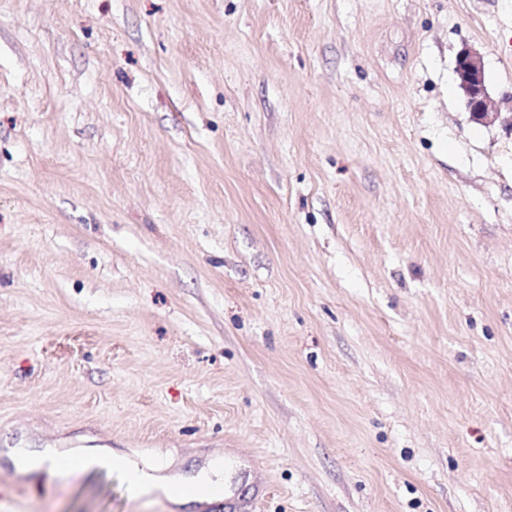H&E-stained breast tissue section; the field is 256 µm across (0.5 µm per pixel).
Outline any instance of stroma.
<instances>
[{"mask_svg":"<svg viewBox=\"0 0 512 512\" xmlns=\"http://www.w3.org/2000/svg\"><path fill=\"white\" fill-rule=\"evenodd\" d=\"M0 448L512 512V0H0ZM0 512L173 510L1 461ZM484 63L476 51L463 48L457 56L456 75L474 119L484 122L493 114L485 91Z\"/></svg>","mask_w":512,"mask_h":512,"instance_id":"stroma-1","label":"stroma"}]
</instances>
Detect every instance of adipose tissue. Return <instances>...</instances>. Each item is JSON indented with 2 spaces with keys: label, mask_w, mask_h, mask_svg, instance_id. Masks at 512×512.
Instances as JSON below:
<instances>
[{
  "label": "adipose tissue",
  "mask_w": 512,
  "mask_h": 512,
  "mask_svg": "<svg viewBox=\"0 0 512 512\" xmlns=\"http://www.w3.org/2000/svg\"><path fill=\"white\" fill-rule=\"evenodd\" d=\"M4 457L16 470L35 477L78 478L92 471L116 469L136 494L159 495L179 507L222 500L226 487L227 463L220 457L185 471L173 468L162 455L142 464L108 448H11Z\"/></svg>",
  "instance_id": "ef3b65f1"
}]
</instances>
